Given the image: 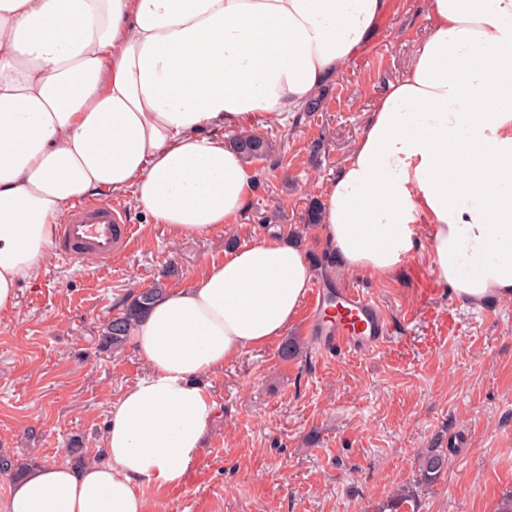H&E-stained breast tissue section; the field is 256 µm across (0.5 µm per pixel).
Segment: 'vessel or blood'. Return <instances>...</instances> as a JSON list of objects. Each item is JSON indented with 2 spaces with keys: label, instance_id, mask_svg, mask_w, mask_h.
<instances>
[{
  "label": "vessel or blood",
  "instance_id": "vessel-or-blood-1",
  "mask_svg": "<svg viewBox=\"0 0 512 512\" xmlns=\"http://www.w3.org/2000/svg\"><path fill=\"white\" fill-rule=\"evenodd\" d=\"M133 234L124 213L107 202H83L65 214L56 247L62 259L109 260L125 251ZM308 329L319 348L366 351L385 343L387 323L379 306L354 288L329 292L314 284L308 301Z\"/></svg>",
  "mask_w": 512,
  "mask_h": 512
}]
</instances>
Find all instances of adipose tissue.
<instances>
[{
  "label": "adipose tissue",
  "mask_w": 512,
  "mask_h": 512,
  "mask_svg": "<svg viewBox=\"0 0 512 512\" xmlns=\"http://www.w3.org/2000/svg\"><path fill=\"white\" fill-rule=\"evenodd\" d=\"M392 0H0V318L74 201L131 196L175 238L231 228L255 175L207 128L286 124L362 52ZM430 21L329 182L317 243L380 281L427 246L464 301L512 299V0H425ZM426 225V240L418 227ZM316 273L261 240L166 288L129 330L148 373L82 466L28 470L0 512H146L216 404L197 377L266 346Z\"/></svg>",
  "instance_id": "1"
}]
</instances>
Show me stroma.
<instances>
[{"instance_id": "35a3bbf8", "label": "stroma", "mask_w": 512, "mask_h": 512, "mask_svg": "<svg viewBox=\"0 0 512 512\" xmlns=\"http://www.w3.org/2000/svg\"><path fill=\"white\" fill-rule=\"evenodd\" d=\"M428 30L422 0H393L370 45L328 83L322 111L285 128L256 124L275 150L252 162L250 204L232 231L176 241L131 197L116 198L134 228L124 253L74 265L56 256L21 284L14 314L0 321V458L72 462L100 448L111 406L147 373L133 344L99 346L133 294L186 284L229 247L262 237L313 243L309 203L323 200ZM313 258L319 282L378 303L387 341L326 354L301 313L282 338L202 377L216 403L204 446L179 482L143 486L146 512H380L435 446L447 471L405 512H497L512 492V300L472 308L437 282L422 251L388 281ZM288 340L300 353L285 360Z\"/></svg>"}]
</instances>
